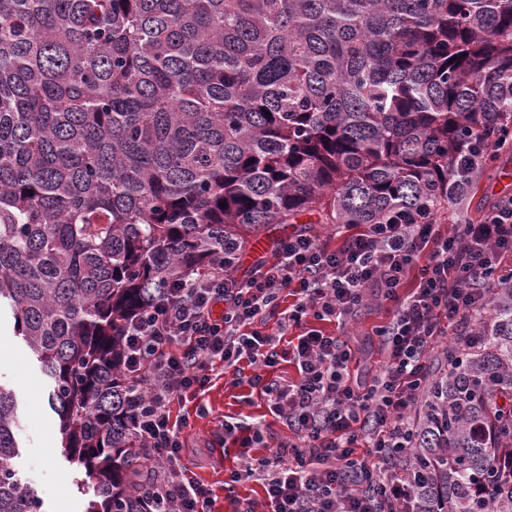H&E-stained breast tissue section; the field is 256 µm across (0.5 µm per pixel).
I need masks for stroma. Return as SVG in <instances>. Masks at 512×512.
<instances>
[{
  "instance_id": "stroma-1",
  "label": "stroma",
  "mask_w": 512,
  "mask_h": 512,
  "mask_svg": "<svg viewBox=\"0 0 512 512\" xmlns=\"http://www.w3.org/2000/svg\"><path fill=\"white\" fill-rule=\"evenodd\" d=\"M390 319L387 308L369 306L361 309L345 327L328 321L308 320L307 325L327 334L341 335L349 340L371 371H380L384 356L373 334L376 326ZM253 367H217L213 379L202 396L186 402L188 426L184 430L187 449L181 465L197 481L213 489L220 505L230 506L233 500L252 502L255 512H268L261 482L248 480L225 486L229 472L235 469L243 454L264 456L261 448L243 451L240 435L225 442L215 440L219 421L257 420L262 422L269 442L291 438L285 419L272 415L264 397L251 384ZM0 384L15 390L21 428L20 455L15 465L22 478L34 486L44 501V512H84L85 501L77 490L75 473L69 467L61 447L59 419L49 402L50 382L21 337L16 336L9 310L0 311ZM205 414H197L198 406Z\"/></svg>"
}]
</instances>
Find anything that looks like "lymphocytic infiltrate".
I'll use <instances>...</instances> for the list:
<instances>
[{
    "mask_svg": "<svg viewBox=\"0 0 512 512\" xmlns=\"http://www.w3.org/2000/svg\"><path fill=\"white\" fill-rule=\"evenodd\" d=\"M510 256L512 197L445 234L431 216L401 210L340 249L295 232L246 277L218 263L146 302L123 329L120 367L124 412L150 468L145 512H215L213 490L180 464L187 421L172 406L204 392L216 365L243 360L295 437L272 445L261 426L250 427L243 447L267 454L244 456L229 482L261 481L269 512H414L408 463L430 358L443 345L456 351L465 323L479 320L504 287ZM372 301L394 314L377 330L386 364L365 378L348 341L305 322L342 326ZM270 317L280 329L297 328L288 349L261 330ZM286 357L297 378L264 380L263 370Z\"/></svg>",
    "mask_w": 512,
    "mask_h": 512,
    "instance_id": "lymphocytic-infiltrate-1",
    "label": "lymphocytic infiltrate"
}]
</instances>
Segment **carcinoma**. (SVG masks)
<instances>
[{"label":"carcinoma","instance_id":"1","mask_svg":"<svg viewBox=\"0 0 512 512\" xmlns=\"http://www.w3.org/2000/svg\"><path fill=\"white\" fill-rule=\"evenodd\" d=\"M511 119L512 0H0V307L85 512H143L119 361L148 297L306 215L435 219ZM464 143L493 158L461 176ZM478 335L424 392L415 512H512V286ZM18 425L0 384V512H42Z\"/></svg>","mask_w":512,"mask_h":512}]
</instances>
